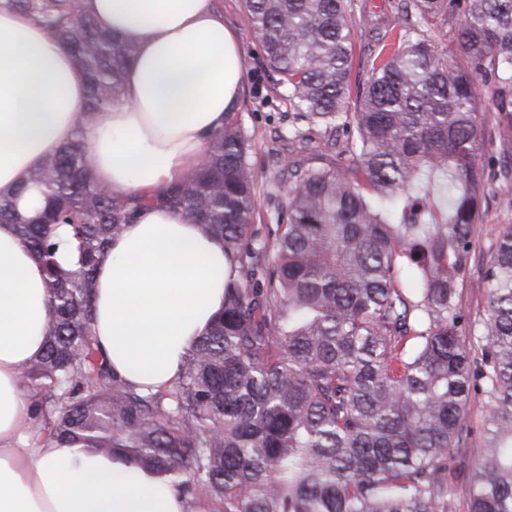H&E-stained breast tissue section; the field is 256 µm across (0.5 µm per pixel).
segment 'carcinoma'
Masks as SVG:
<instances>
[{"label": "carcinoma", "mask_w": 512, "mask_h": 512, "mask_svg": "<svg viewBox=\"0 0 512 512\" xmlns=\"http://www.w3.org/2000/svg\"><path fill=\"white\" fill-rule=\"evenodd\" d=\"M277 87L334 140L345 164H284L286 223L254 225L248 144L212 133L190 179L114 196L94 178L83 132L30 173L27 216L0 196L41 260L44 352L23 366L44 431L61 447L119 450L213 512H453L466 418L486 411L467 512H512V224L489 248L485 316L458 290L476 252L485 190L512 191L478 163L485 108L512 129V0H397L396 31L368 49L351 99L352 50L372 15L358 0H244ZM52 32L88 77L92 119L122 97L136 46L98 26L85 0H0ZM459 54L448 53L447 41ZM224 243V309L178 380L138 389L92 335L95 268L147 202ZM65 225L74 263L57 260Z\"/></svg>", "instance_id": "obj_1"}]
</instances>
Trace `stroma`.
<instances>
[{
    "instance_id": "obj_1",
    "label": "stroma",
    "mask_w": 512,
    "mask_h": 512,
    "mask_svg": "<svg viewBox=\"0 0 512 512\" xmlns=\"http://www.w3.org/2000/svg\"><path fill=\"white\" fill-rule=\"evenodd\" d=\"M224 20L239 36L244 73L240 100L230 121L238 126L250 143L248 163L252 169L257 209L255 225L282 223L286 198L277 186L285 161L297 160L304 165L343 163L342 145L345 131H337L335 143H328L321 130L311 125L299 111L280 96L276 76L262 58L253 39L243 0H218ZM477 225L479 240L466 282L459 290V301L466 313L482 319L487 306V292L479 283L485 270L489 245L503 225L512 224V208L505 207L499 188H490Z\"/></svg>"
}]
</instances>
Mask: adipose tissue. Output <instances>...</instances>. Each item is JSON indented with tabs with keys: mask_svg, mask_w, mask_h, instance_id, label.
I'll return each mask as SVG.
<instances>
[{
	"mask_svg": "<svg viewBox=\"0 0 512 512\" xmlns=\"http://www.w3.org/2000/svg\"><path fill=\"white\" fill-rule=\"evenodd\" d=\"M100 27L135 44L119 104L86 122L87 80L26 13L0 8V196L12 195L82 135L99 184L115 196L191 178L208 136L236 108L243 61L214 0H86ZM224 245L200 225L149 208L113 237L96 270L92 333L117 376L171 386L194 340L224 307ZM43 264L0 223V512H210L164 479L40 430L20 372L44 348Z\"/></svg>",
	"mask_w": 512,
	"mask_h": 512,
	"instance_id": "obj_1",
	"label": "adipose tissue"
}]
</instances>
